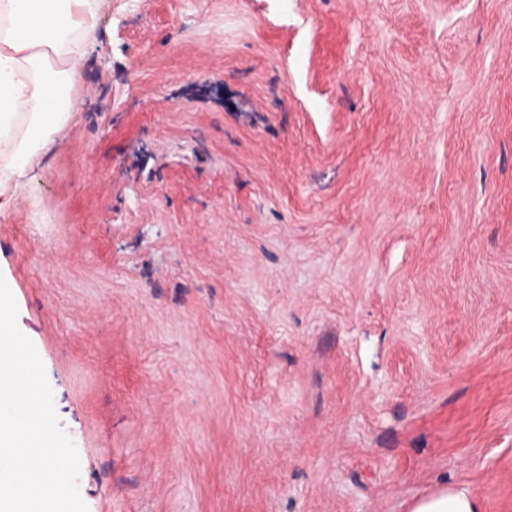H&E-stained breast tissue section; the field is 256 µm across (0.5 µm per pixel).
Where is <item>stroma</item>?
<instances>
[{"label": "stroma", "instance_id": "35a3bbf8", "mask_svg": "<svg viewBox=\"0 0 512 512\" xmlns=\"http://www.w3.org/2000/svg\"><path fill=\"white\" fill-rule=\"evenodd\" d=\"M0 277L88 512H512V0H112ZM411 512H481V506L468 488L450 486L419 499Z\"/></svg>", "mask_w": 512, "mask_h": 512}]
</instances>
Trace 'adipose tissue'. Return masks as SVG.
<instances>
[{"label":"adipose tissue","mask_w":512,"mask_h":512,"mask_svg":"<svg viewBox=\"0 0 512 512\" xmlns=\"http://www.w3.org/2000/svg\"><path fill=\"white\" fill-rule=\"evenodd\" d=\"M110 0H0V211L24 194L31 161L77 110L73 89L83 37ZM411 512H481L472 492L451 486Z\"/></svg>","instance_id":"obj_1"}]
</instances>
